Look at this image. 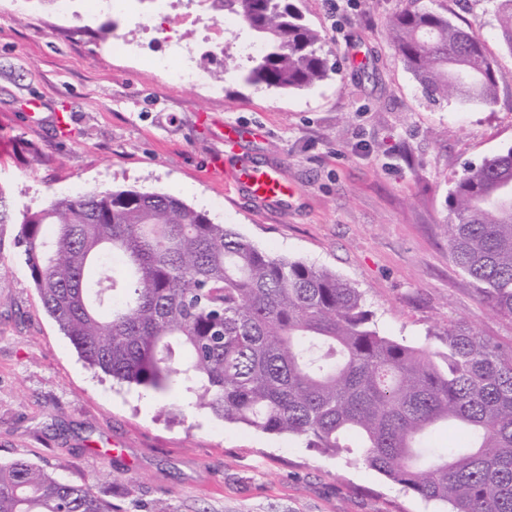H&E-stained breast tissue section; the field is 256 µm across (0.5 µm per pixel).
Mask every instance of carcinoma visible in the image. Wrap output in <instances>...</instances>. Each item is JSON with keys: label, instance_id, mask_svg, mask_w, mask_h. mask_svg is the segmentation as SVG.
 Instances as JSON below:
<instances>
[{"label": "carcinoma", "instance_id": "obj_1", "mask_svg": "<svg viewBox=\"0 0 512 512\" xmlns=\"http://www.w3.org/2000/svg\"><path fill=\"white\" fill-rule=\"evenodd\" d=\"M259 51L246 85L304 90L335 67L293 0H224ZM495 35L512 52V0ZM391 42L430 95L492 102L484 35L408 4ZM451 256L491 313L512 319V148L448 194ZM15 223L0 187V225ZM44 309L83 359L120 383L181 388L215 417L351 455L450 512H512V346L450 325L445 349L382 336L361 293L303 261L276 258L209 213L164 193L53 198L15 237ZM468 439L422 442L445 421ZM0 512H112L87 484L24 459L0 464Z\"/></svg>", "mask_w": 512, "mask_h": 512}]
</instances>
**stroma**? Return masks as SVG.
<instances>
[{
  "mask_svg": "<svg viewBox=\"0 0 512 512\" xmlns=\"http://www.w3.org/2000/svg\"><path fill=\"white\" fill-rule=\"evenodd\" d=\"M337 72L303 91L235 77L190 88L151 63L184 0H143L150 29L90 0H0V186L16 216L56 197L112 189L176 196L275 257L357 288L377 331L440 348L457 322L512 345V320L487 313L442 234L466 169L512 148V53L494 38V0H415L486 35L494 102L429 97L387 34L406 0H295ZM114 24L115 49L99 30ZM278 170L291 194L260 206L224 186V138ZM0 227V463L24 458L85 483L114 512H438L363 463L304 438L216 419L176 389L112 382L46 314L14 238Z\"/></svg>",
  "mask_w": 512,
  "mask_h": 512,
  "instance_id": "1",
  "label": "stroma"
}]
</instances>
